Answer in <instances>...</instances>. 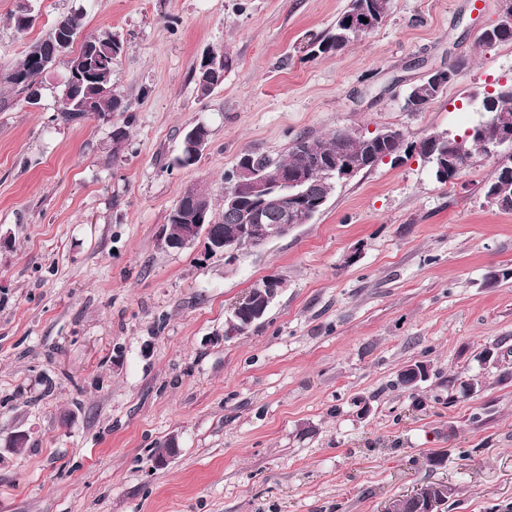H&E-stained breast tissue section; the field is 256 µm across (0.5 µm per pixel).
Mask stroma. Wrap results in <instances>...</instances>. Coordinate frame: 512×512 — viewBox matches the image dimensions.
<instances>
[{"label":"stroma","instance_id":"stroma-1","mask_svg":"<svg viewBox=\"0 0 512 512\" xmlns=\"http://www.w3.org/2000/svg\"><path fill=\"white\" fill-rule=\"evenodd\" d=\"M31 2L39 19L20 34L17 0H0V75L80 14L82 35L125 45L113 81L132 120L118 148L120 114L63 122L62 62L34 106L0 82V512H383L439 482L456 487L454 512H512V279L485 282L512 268V210L484 194L495 159L475 154L444 184L414 149L463 135L485 93L512 87V41L478 43L499 0H392L379 27L317 59L305 46L349 0ZM210 51L233 66L200 99L191 70ZM458 57V79L408 111L409 88ZM199 122L208 149L174 167ZM387 127L410 146L399 161L337 184L311 223L234 263L160 238L192 184L222 210L245 150L281 157L299 135ZM269 275L283 287L266 316L215 341ZM487 346L502 368L479 364ZM416 360L430 379L395 387ZM456 375L482 392L449 402ZM17 429L30 440L13 453ZM172 435L177 456L149 470Z\"/></svg>","mask_w":512,"mask_h":512}]
</instances>
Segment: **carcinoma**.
<instances>
[{
    "label": "carcinoma",
    "mask_w": 512,
    "mask_h": 512,
    "mask_svg": "<svg viewBox=\"0 0 512 512\" xmlns=\"http://www.w3.org/2000/svg\"><path fill=\"white\" fill-rule=\"evenodd\" d=\"M380 1L386 7L376 18V25H381L391 10V0H352L349 11H354L362 5L368 9L376 8ZM347 14H342L329 31L317 39L324 46L321 55L324 57L337 55L367 34L365 30L349 31L345 28ZM37 16L31 6L20 2L12 15L14 28L17 32H27L35 26ZM98 38L97 57L88 62L84 61V48L73 52V46L60 47L59 40L53 38L52 32L32 42L23 58L14 67L4 73L0 79L18 93L28 95L34 84H40V78L49 72L57 63L66 62V76L63 81L62 109L60 114L66 121H79L90 115L129 111V104L125 97L117 92L112 84L113 66L123 52L124 43L108 30L96 34ZM512 41V30L507 31L495 24L490 32L479 37V44L491 48L501 42ZM233 65V59L227 54L212 55L209 66L202 64L192 69L197 96L201 99L208 97L213 89L224 83V75ZM443 90L433 85L422 86L416 96L417 103L414 111H424ZM493 100V117L499 121H512V89L501 90L490 94ZM389 129L375 132L336 130L330 138H320L318 142L324 150L323 164H317L316 159L300 151L298 143L307 139L300 135L294 138L287 148L285 157L274 160L269 156L246 151L242 157L252 161L259 169L272 171L285 169L292 174L300 170L314 168L316 174L305 184L308 198L312 201L323 196H329L334 190L332 179L333 168H341L347 162L355 159L363 169L368 171L383 162L385 157L395 147L396 142L388 138ZM462 150L461 167L470 164L474 151L484 150L481 139L476 135L464 134L459 138ZM500 185L505 192L512 195V159L503 162V167L495 173L485 185V191H490L494 185ZM203 205L207 209V216H212V198L207 189L196 185L183 191L175 206L167 215L165 232L170 239L183 235L185 225L195 223L197 206ZM252 210L249 202L242 199L236 205H224L219 216V229L229 235L240 224L250 222Z\"/></svg>",
    "instance_id": "cac0c4a2"
}]
</instances>
